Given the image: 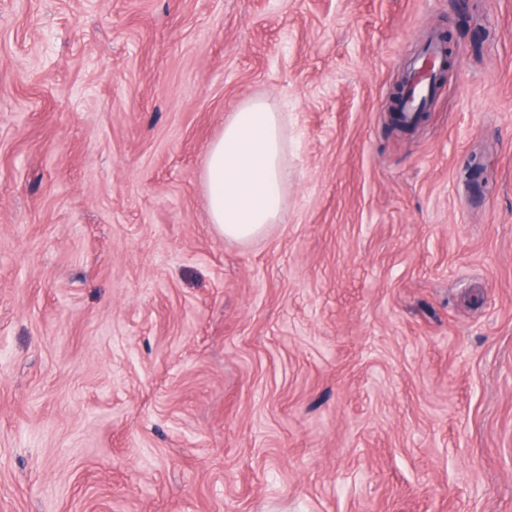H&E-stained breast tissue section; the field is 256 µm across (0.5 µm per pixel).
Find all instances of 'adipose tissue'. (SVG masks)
I'll use <instances>...</instances> for the list:
<instances>
[{"instance_id":"1","label":"adipose tissue","mask_w":512,"mask_h":512,"mask_svg":"<svg viewBox=\"0 0 512 512\" xmlns=\"http://www.w3.org/2000/svg\"><path fill=\"white\" fill-rule=\"evenodd\" d=\"M288 115L265 99L239 105L208 150L202 179L211 222L227 239L250 243L284 218Z\"/></svg>"}]
</instances>
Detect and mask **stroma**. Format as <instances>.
<instances>
[{"label": "stroma", "mask_w": 512, "mask_h": 512, "mask_svg": "<svg viewBox=\"0 0 512 512\" xmlns=\"http://www.w3.org/2000/svg\"><path fill=\"white\" fill-rule=\"evenodd\" d=\"M258 95L247 244L202 170ZM0 512H512V0H0ZM287 123V112L256 98L230 112L223 133L210 144L202 179L211 224L224 238L250 243L282 223Z\"/></svg>", "instance_id": "stroma-1"}]
</instances>
